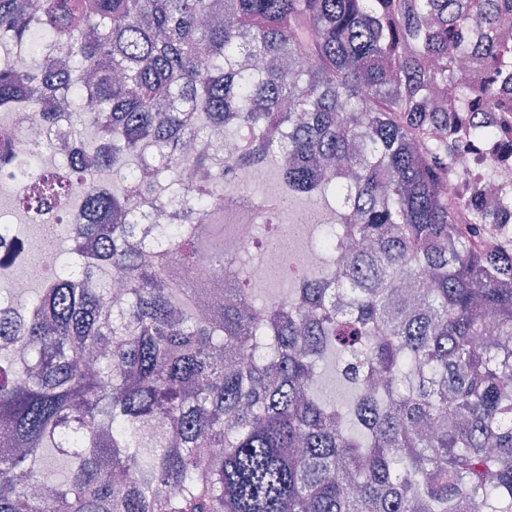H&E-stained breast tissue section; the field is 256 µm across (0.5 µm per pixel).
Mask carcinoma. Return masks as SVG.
<instances>
[{"label": "carcinoma", "mask_w": 512, "mask_h": 512, "mask_svg": "<svg viewBox=\"0 0 512 512\" xmlns=\"http://www.w3.org/2000/svg\"><path fill=\"white\" fill-rule=\"evenodd\" d=\"M511 27L512 0H0V41L27 44L0 108L57 156L64 128L80 165L35 168L7 124L0 164L28 210L102 215L67 234L79 273L19 324L0 308V512H512V256L470 242L512 194L441 191L456 138H498L454 113L512 112ZM473 32L480 87L457 67ZM268 165L267 238L300 194L332 216H307L324 268L262 300L224 188ZM144 168L176 223H137ZM331 356L347 404L321 390Z\"/></svg>", "instance_id": "obj_1"}]
</instances>
